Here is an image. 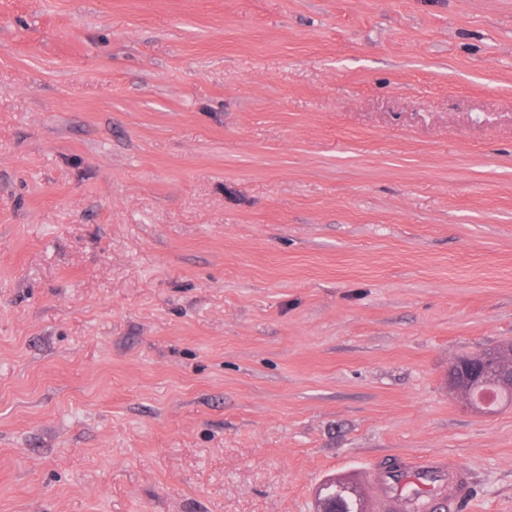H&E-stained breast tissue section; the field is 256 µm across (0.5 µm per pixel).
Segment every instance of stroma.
I'll list each match as a JSON object with an SVG mask.
<instances>
[{
    "label": "stroma",
    "mask_w": 512,
    "mask_h": 512,
    "mask_svg": "<svg viewBox=\"0 0 512 512\" xmlns=\"http://www.w3.org/2000/svg\"><path fill=\"white\" fill-rule=\"evenodd\" d=\"M509 342L512 0H0V512H512ZM492 358L482 353L476 356H467V358L458 362L457 366L460 371L459 379L465 386H475L483 383L492 373L490 360ZM500 385L503 387H512V362H503L499 367ZM494 379L486 380L484 384L470 388L464 395L469 398L473 404H495L499 400H507L512 403V389L507 396V391L501 387ZM507 397V398H506ZM381 470L378 476L373 475V480L378 485L386 483L390 490L384 495L387 512H456L461 500L466 497L470 488V475L468 470L456 459L419 458L402 463L399 467L398 488H393L392 483L387 477L386 470ZM447 473V481L444 486L441 484L427 485L422 491H418L416 496L406 494L403 491L404 486L409 483L418 485L416 480L425 479L428 475L437 472ZM403 472V473H402ZM351 487L359 497H363V495L349 483L343 482L336 478L329 479L323 484V488L320 491V500L323 499L325 501H329L333 498H336V505L339 501L343 508V510L336 512H366L367 510H370L371 506L366 500L364 507L366 510H356L354 498L347 493V490Z\"/></svg>",
    "instance_id": "stroma-1"
}]
</instances>
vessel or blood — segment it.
Listing matches in <instances>:
<instances>
[{"instance_id": "b4317fda", "label": "vessel or blood", "mask_w": 512, "mask_h": 512, "mask_svg": "<svg viewBox=\"0 0 512 512\" xmlns=\"http://www.w3.org/2000/svg\"><path fill=\"white\" fill-rule=\"evenodd\" d=\"M398 488L385 495L388 512H457L459 504L470 488L468 470L456 459L419 458L402 463ZM443 472L445 484L426 486L418 494L410 495L403 487L428 475Z\"/></svg>"}]
</instances>
